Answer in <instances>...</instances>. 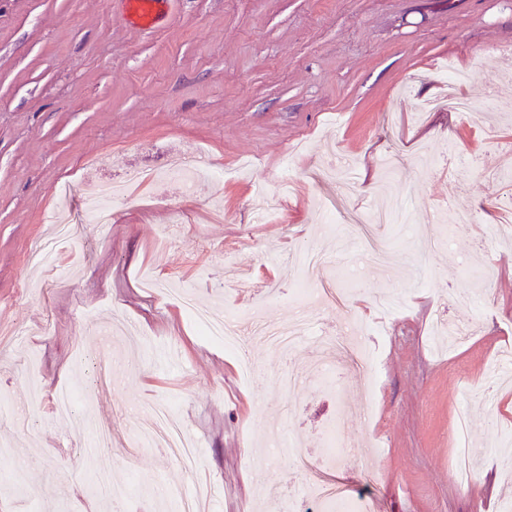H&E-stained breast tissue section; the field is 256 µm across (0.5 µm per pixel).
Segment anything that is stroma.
Segmentation results:
<instances>
[{"label": "stroma", "mask_w": 512, "mask_h": 512, "mask_svg": "<svg viewBox=\"0 0 512 512\" xmlns=\"http://www.w3.org/2000/svg\"><path fill=\"white\" fill-rule=\"evenodd\" d=\"M512 0H168L145 32L119 0H0V512H110L87 473L128 488L127 512H176L167 486L211 489L210 512H270L314 486L369 512H512V380L496 355L512 346V243L495 237L512 186ZM470 112L419 111L443 97L448 67ZM474 156L449 175L448 148ZM202 154L194 182L170 156ZM137 174L100 235L83 222L105 182ZM72 181L80 234L50 268L28 263ZM400 199L407 237L386 234L380 264L341 294L336 265L362 254L342 237L350 212ZM472 225L454 223L453 206ZM170 230L174 245L159 242ZM314 244L331 263L320 298L293 295L292 250ZM286 322L310 334L281 357L251 338L205 340L177 300ZM401 293L381 310L377 295ZM356 323L373 358L338 382L320 378L338 332ZM303 377L295 394L282 373ZM43 403L31 406V385ZM63 388L87 424L112 430L87 452L74 421L54 416ZM170 401L199 440L184 470L147 450L140 431ZM466 409L478 455L454 475L453 430ZM281 428L293 447L268 456ZM336 430L350 452L327 458Z\"/></svg>", "instance_id": "stroma-1"}]
</instances>
